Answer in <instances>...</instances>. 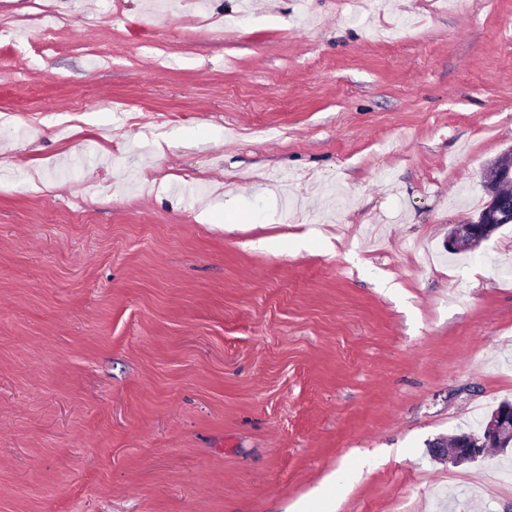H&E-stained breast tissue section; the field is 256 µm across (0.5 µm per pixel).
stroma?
<instances>
[{
    "instance_id": "obj_1",
    "label": "stroma",
    "mask_w": 512,
    "mask_h": 512,
    "mask_svg": "<svg viewBox=\"0 0 512 512\" xmlns=\"http://www.w3.org/2000/svg\"><path fill=\"white\" fill-rule=\"evenodd\" d=\"M511 147L512 0H0V512H512ZM509 183L512 184V147L483 169L482 185L489 199L477 217L452 225L448 232L449 250H474L500 228L512 223V195L501 191V187ZM430 445L433 456L445 457L454 465L472 463L512 441V404H501L484 422L478 434L462 433Z\"/></svg>"
}]
</instances>
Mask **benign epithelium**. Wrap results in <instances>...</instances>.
I'll return each mask as SVG.
<instances>
[{
	"instance_id": "benign-epithelium-1",
	"label": "benign epithelium",
	"mask_w": 512,
	"mask_h": 512,
	"mask_svg": "<svg viewBox=\"0 0 512 512\" xmlns=\"http://www.w3.org/2000/svg\"><path fill=\"white\" fill-rule=\"evenodd\" d=\"M512 184V147L487 164L482 185L488 196L483 210L475 218L452 225L448 249L474 250L500 228L512 223V195L501 187ZM512 444V404H501L484 422L479 433H462L431 445L435 457H444L454 465L476 462L496 449Z\"/></svg>"
}]
</instances>
